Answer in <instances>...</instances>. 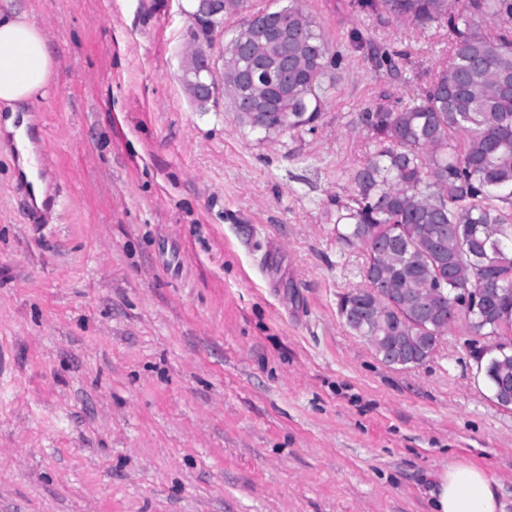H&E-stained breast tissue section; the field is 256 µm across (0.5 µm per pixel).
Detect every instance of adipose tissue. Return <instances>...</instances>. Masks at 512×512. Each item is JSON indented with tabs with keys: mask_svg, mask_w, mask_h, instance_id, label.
I'll return each mask as SVG.
<instances>
[{
	"mask_svg": "<svg viewBox=\"0 0 512 512\" xmlns=\"http://www.w3.org/2000/svg\"><path fill=\"white\" fill-rule=\"evenodd\" d=\"M57 65L42 27L15 8L0 9V104L9 109L0 118V127L13 136L24 179L38 206L46 199V186L38 175L35 130L25 109L46 96ZM499 508L495 482L484 470L456 462L437 473L430 512H498Z\"/></svg>",
	"mask_w": 512,
	"mask_h": 512,
	"instance_id": "obj_1",
	"label": "adipose tissue"
}]
</instances>
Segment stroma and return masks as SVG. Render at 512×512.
Here are the masks:
<instances>
[{
	"label": "stroma",
	"instance_id": "stroma-1",
	"mask_svg": "<svg viewBox=\"0 0 512 512\" xmlns=\"http://www.w3.org/2000/svg\"><path fill=\"white\" fill-rule=\"evenodd\" d=\"M12 5L59 67L30 108L43 223L0 138V512H430L457 461L512 512V409L463 326L399 370L338 312L360 114L426 87L446 22L302 0L341 61L313 126L267 136L194 104L187 0Z\"/></svg>",
	"mask_w": 512,
	"mask_h": 512
}]
</instances>
